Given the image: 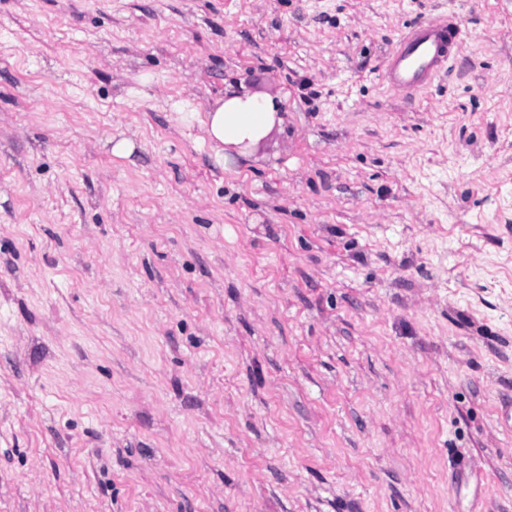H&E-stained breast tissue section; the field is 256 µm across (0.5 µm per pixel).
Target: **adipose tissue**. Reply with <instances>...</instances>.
<instances>
[{
  "instance_id": "ef3b65f1",
  "label": "adipose tissue",
  "mask_w": 512,
  "mask_h": 512,
  "mask_svg": "<svg viewBox=\"0 0 512 512\" xmlns=\"http://www.w3.org/2000/svg\"><path fill=\"white\" fill-rule=\"evenodd\" d=\"M282 123L278 101L230 91L208 111L205 127L216 158L229 164L250 159L253 147Z\"/></svg>"
}]
</instances>
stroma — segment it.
I'll return each mask as SVG.
<instances>
[{
	"label": "stroma",
	"instance_id": "stroma-1",
	"mask_svg": "<svg viewBox=\"0 0 512 512\" xmlns=\"http://www.w3.org/2000/svg\"><path fill=\"white\" fill-rule=\"evenodd\" d=\"M509 403L512 0H0V512H512ZM462 38V30L447 18L410 26L385 59L386 82L392 89L414 97L440 76ZM207 113L205 127L217 160L226 164L252 157V149L278 126L280 102L271 97L228 91Z\"/></svg>",
	"mask_w": 512,
	"mask_h": 512
}]
</instances>
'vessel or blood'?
Segmentation results:
<instances>
[{
  "label": "vessel or blood",
  "mask_w": 512,
  "mask_h": 512,
  "mask_svg": "<svg viewBox=\"0 0 512 512\" xmlns=\"http://www.w3.org/2000/svg\"><path fill=\"white\" fill-rule=\"evenodd\" d=\"M463 33L450 19L410 26L385 59V80L407 96H415L443 72L462 43Z\"/></svg>",
  "instance_id": "obj_1"
}]
</instances>
